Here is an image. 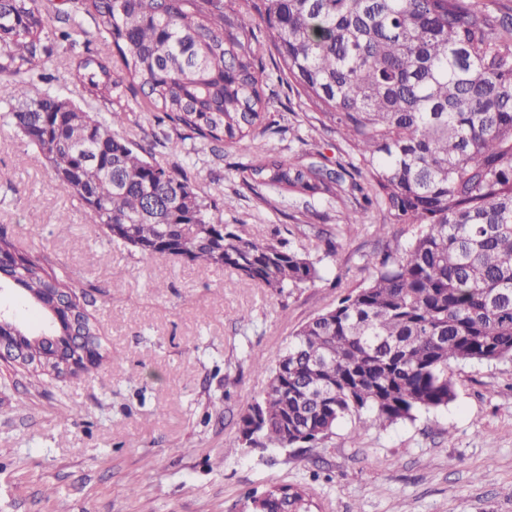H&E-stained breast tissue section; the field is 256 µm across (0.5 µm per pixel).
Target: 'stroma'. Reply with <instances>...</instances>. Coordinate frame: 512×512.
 Masks as SVG:
<instances>
[{
	"instance_id": "stroma-1",
	"label": "stroma",
	"mask_w": 512,
	"mask_h": 512,
	"mask_svg": "<svg viewBox=\"0 0 512 512\" xmlns=\"http://www.w3.org/2000/svg\"><path fill=\"white\" fill-rule=\"evenodd\" d=\"M70 58L57 44L50 86L108 112L68 81ZM266 72L272 107L254 141L206 145L134 103L112 131L186 172L243 236L288 231L321 278L284 297L215 265L108 243L43 155L0 120V229L84 286L108 355L85 375L0 373V512H247L249 494L280 483L308 486L314 512H512V361L455 363L454 400L412 421L379 429L352 416L304 448L243 442L239 418L292 334L358 287L368 255L384 248L378 213L343 236L342 200L260 198L243 184L238 168L259 150L330 170L349 160L314 107Z\"/></svg>"
}]
</instances>
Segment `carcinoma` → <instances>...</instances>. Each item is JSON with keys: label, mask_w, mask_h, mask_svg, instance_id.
<instances>
[{"label": "carcinoma", "mask_w": 512, "mask_h": 512, "mask_svg": "<svg viewBox=\"0 0 512 512\" xmlns=\"http://www.w3.org/2000/svg\"><path fill=\"white\" fill-rule=\"evenodd\" d=\"M91 23L117 57L89 48ZM265 24L269 45L255 27ZM72 79L111 105L86 112L55 91L44 61L54 44ZM320 123L351 147L350 169L263 155L243 183L305 197H350L348 233L371 208L405 246L371 256V277L302 325L269 369L263 397L241 415L250 447L320 441L368 410L370 427L412 420L454 399L453 361L512 360V22L466 0H0V106L111 242L153 258L221 266L283 295L320 278L276 229L247 238L186 177L112 134L128 94L156 119L207 142L256 137L271 107L265 51ZM0 278L34 302L26 347L59 336L42 305L50 288L82 287L46 256L0 230ZM254 512H311L309 489L278 484L251 496Z\"/></svg>", "instance_id": "1"}]
</instances>
